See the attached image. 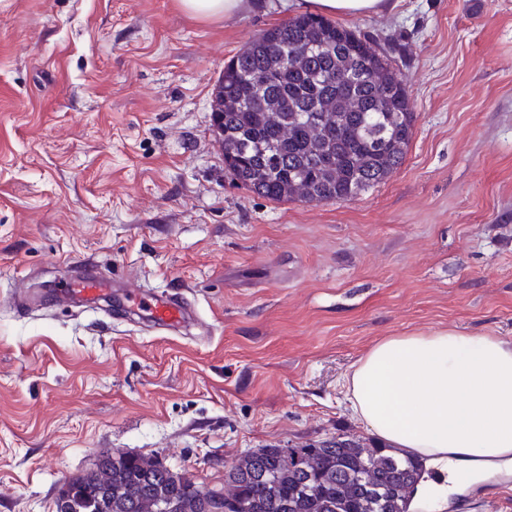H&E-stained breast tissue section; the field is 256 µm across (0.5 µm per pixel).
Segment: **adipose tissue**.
Returning a JSON list of instances; mask_svg holds the SVG:
<instances>
[{"label": "adipose tissue", "instance_id": "adipose-tissue-1", "mask_svg": "<svg viewBox=\"0 0 512 512\" xmlns=\"http://www.w3.org/2000/svg\"><path fill=\"white\" fill-rule=\"evenodd\" d=\"M296 11L356 18L392 11L390 0H290ZM353 416L390 448L428 458L449 481L512 462V339L454 328L388 336L345 378Z\"/></svg>", "mask_w": 512, "mask_h": 512}]
</instances>
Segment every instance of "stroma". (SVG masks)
<instances>
[{"label": "stroma", "instance_id": "35a3bbf8", "mask_svg": "<svg viewBox=\"0 0 512 512\" xmlns=\"http://www.w3.org/2000/svg\"><path fill=\"white\" fill-rule=\"evenodd\" d=\"M279 2L203 21L178 0H0V512H55L105 453L222 488L245 451L367 437L343 382L381 338H512V0L344 20L396 48L415 125L342 203L224 170L214 85L293 17ZM84 272L192 316L37 299ZM415 512H512V465ZM154 322L159 326H176L187 317V309L175 299H155L145 304Z\"/></svg>", "mask_w": 512, "mask_h": 512}]
</instances>
